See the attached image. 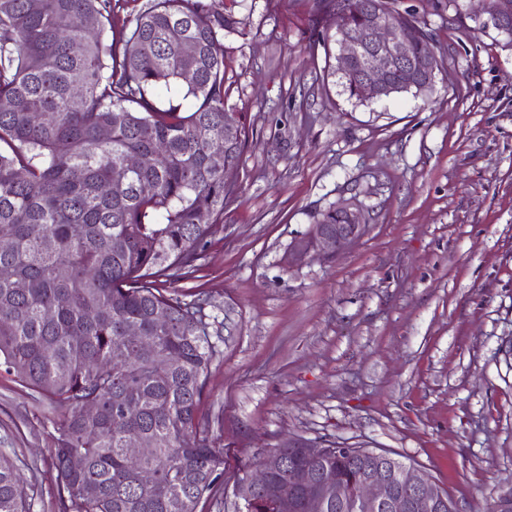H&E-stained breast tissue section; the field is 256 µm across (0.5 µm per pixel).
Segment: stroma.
Returning a JSON list of instances; mask_svg holds the SVG:
<instances>
[{"label": "stroma", "mask_w": 512, "mask_h": 512, "mask_svg": "<svg viewBox=\"0 0 512 512\" xmlns=\"http://www.w3.org/2000/svg\"><path fill=\"white\" fill-rule=\"evenodd\" d=\"M442 68L430 91L349 99L309 54L312 0H243L224 109L249 137L185 277L216 354L198 419L224 452L203 512L283 440L363 446L427 471L462 512L512 488V47L454 0H399ZM367 225L331 258L288 251L330 206ZM50 406L0 374V451L57 512Z\"/></svg>", "instance_id": "obj_1"}]
</instances>
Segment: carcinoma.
I'll return each instance as SVG.
<instances>
[{
  "mask_svg": "<svg viewBox=\"0 0 512 512\" xmlns=\"http://www.w3.org/2000/svg\"><path fill=\"white\" fill-rule=\"evenodd\" d=\"M237 2L146 0L116 40L112 0H0V238L11 242L0 250V369L53 405L59 512H197L223 475L224 453L197 420L216 352L209 323L157 281L187 274L208 234L200 213L218 217L234 188L248 137L241 124L224 139V32L238 29ZM314 4L343 22L378 11L418 33L414 56L436 57L425 22L397 0ZM173 85L182 100L156 98ZM132 154L157 158L128 170ZM131 324L145 343H128ZM129 399L133 419L117 410ZM131 427L151 455H128ZM144 469L156 473L148 488ZM0 512H31L3 454Z\"/></svg>",
  "mask_w": 512,
  "mask_h": 512,
  "instance_id": "carcinoma-1",
  "label": "carcinoma"
}]
</instances>
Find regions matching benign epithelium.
<instances>
[{"label":"benign epithelium","instance_id":"benign-epithelium-1","mask_svg":"<svg viewBox=\"0 0 512 512\" xmlns=\"http://www.w3.org/2000/svg\"><path fill=\"white\" fill-rule=\"evenodd\" d=\"M477 2L481 4L479 9L468 7L466 11L479 26L512 33V0H500L495 9L489 7V0ZM409 41L410 36L378 12H369L362 30L343 22L336 25V58L343 71L355 63L359 65V97L374 100L400 93L407 85L427 87L434 83L433 60L412 57ZM398 70L407 73L405 81L391 80ZM336 211L343 215L344 223L312 225L308 235L294 244L293 254L317 247L325 255H334L365 234L367 225L361 223L359 212L343 203L336 205ZM126 442L127 452L133 457L152 453L132 428L126 432ZM282 447L288 449L287 456L294 461L291 480L271 484V472L283 466L284 455H264L261 463L243 470L237 486L244 512H254L256 496L264 491L269 492L271 512H325L333 506L352 512H461L424 470L387 454L369 448H336V456H352L361 463L351 495L341 474L326 471L325 449L296 438L288 439Z\"/></svg>","mask_w":512,"mask_h":512}]
</instances>
